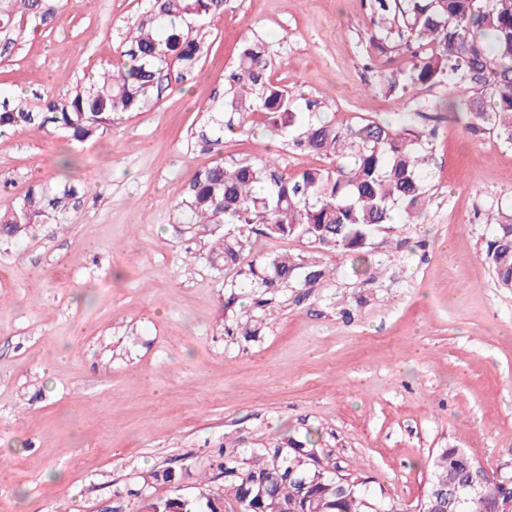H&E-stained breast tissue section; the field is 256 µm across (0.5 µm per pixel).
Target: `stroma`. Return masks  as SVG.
Here are the masks:
<instances>
[{"label":"stroma","mask_w":512,"mask_h":512,"mask_svg":"<svg viewBox=\"0 0 512 512\" xmlns=\"http://www.w3.org/2000/svg\"><path fill=\"white\" fill-rule=\"evenodd\" d=\"M148 0H66L50 28L0 64V93L64 98L117 62ZM363 0H232L191 77L76 145L55 132L0 136V208L33 187L75 186L26 235L0 238V512H139L147 497L218 491L222 450L311 439L323 464L368 478L413 512L429 461L454 446L512 473V291L484 255L488 221L512 214V147L441 109L445 86L380 87L403 64L370 47ZM269 45L271 82L361 118L428 134L431 202L351 256L247 233L239 264L209 258L219 226L190 223L178 195L216 160L329 168L239 120L205 144L241 45ZM71 155L69 169L59 157ZM269 255L325 279L247 287ZM171 470L175 482L153 481Z\"/></svg>","instance_id":"1"}]
</instances>
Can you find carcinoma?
Returning <instances> with one entry per match:
<instances>
[{
	"instance_id": "obj_1",
	"label": "carcinoma",
	"mask_w": 512,
	"mask_h": 512,
	"mask_svg": "<svg viewBox=\"0 0 512 512\" xmlns=\"http://www.w3.org/2000/svg\"><path fill=\"white\" fill-rule=\"evenodd\" d=\"M63 0H0V62L9 60L29 30L46 29ZM230 0H154L133 25L120 52L122 61L99 72L57 100L50 93L30 99L0 95V133L52 130L85 143L99 137L116 117L138 112L159 99L162 82L185 79L197 68L203 39ZM373 33L369 43L386 55L399 49L409 64L387 71L388 93L422 86L470 81L478 86L467 104L468 129L497 132L512 144V0H365ZM263 41L247 43L227 77L224 99L206 109V131L215 147L235 133V116L256 114L272 137L304 153L331 160L328 169L294 176L268 159L218 163L197 174L186 209L194 224H259L269 237H293L326 250L365 257L369 242L391 223L394 211L410 223L428 204L426 154L422 134L398 131L360 119L339 126L318 100L297 97L273 84ZM51 202L44 190L0 211V237L20 236ZM244 250L242 238L220 237L211 261L231 266ZM485 257L498 286L512 290V217L492 225ZM297 266L279 256L264 261L256 279L268 288L286 280ZM262 449L257 460L224 452V493L206 491L188 499H151L152 512H224L231 496L242 512H274L294 499L301 486V512H392L372 508L360 476L338 474L322 464L301 441ZM462 449L441 448L430 461L428 492L417 512H488V503L468 489Z\"/></svg>"
}]
</instances>
